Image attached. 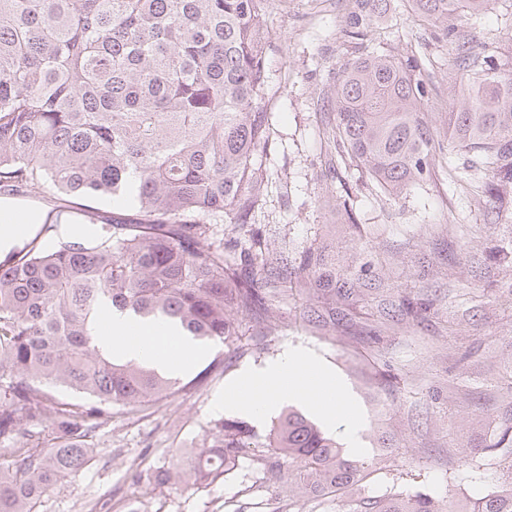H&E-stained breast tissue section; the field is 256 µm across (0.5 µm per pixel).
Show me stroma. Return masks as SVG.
Returning a JSON list of instances; mask_svg holds the SVG:
<instances>
[{
  "label": "stroma",
  "mask_w": 512,
  "mask_h": 512,
  "mask_svg": "<svg viewBox=\"0 0 512 512\" xmlns=\"http://www.w3.org/2000/svg\"><path fill=\"white\" fill-rule=\"evenodd\" d=\"M352 0H266L268 179L254 221L269 261L288 259V285L275 287L270 310L240 325L236 341H209L206 354L178 373L186 383L216 359L196 390L162 395L141 412L115 405L94 439L92 461L50 487L37 512H343L341 498L318 497L265 479L252 454L240 457L224 481L193 487V465L234 417L217 401L243 371L274 362L284 351H309L345 381L359 413L357 456L385 461L365 483L367 495L388 492L394 475L408 495H427L453 512H467L488 494L504 467L474 466L463 454L485 447L512 413V212L490 223L485 205L451 183L459 159L436 154L432 176L392 198L346 169L336 144L331 97L339 74L357 53L346 34ZM470 37L477 55L512 57V0H494ZM373 42L401 51L422 46L432 81L431 119L444 133L448 110L461 96L452 56L433 27L419 21L408 0L373 29ZM38 213L32 228L68 223V202L38 186L0 200ZM321 248L337 280L362 287L339 303L309 295L303 268L309 246ZM423 300L422 318L386 320L385 305ZM336 310L323 328L305 320L308 307ZM266 335L267 348L250 353L243 337ZM165 471L166 484L132 485L133 470Z\"/></svg>",
  "instance_id": "obj_1"
}]
</instances>
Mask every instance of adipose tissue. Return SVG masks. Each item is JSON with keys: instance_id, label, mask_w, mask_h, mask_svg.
Returning a JSON list of instances; mask_svg holds the SVG:
<instances>
[{"instance_id": "obj_1", "label": "adipose tissue", "mask_w": 512, "mask_h": 512, "mask_svg": "<svg viewBox=\"0 0 512 512\" xmlns=\"http://www.w3.org/2000/svg\"><path fill=\"white\" fill-rule=\"evenodd\" d=\"M107 331L99 332L97 347L105 354L148 363L160 370L177 373L195 363L203 354L191 337L167 323L145 324L139 337L127 338L134 320L104 304ZM297 397L313 407L328 426L345 422L357 425V415L347 402L342 384L301 351L289 350L274 363L242 373L239 382L226 393V407L261 419L288 397Z\"/></svg>"}]
</instances>
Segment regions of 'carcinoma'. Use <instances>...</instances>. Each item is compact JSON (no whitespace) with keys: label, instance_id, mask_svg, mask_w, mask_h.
I'll return each instance as SVG.
<instances>
[{"label":"carcinoma","instance_id":"obj_1","mask_svg":"<svg viewBox=\"0 0 512 512\" xmlns=\"http://www.w3.org/2000/svg\"><path fill=\"white\" fill-rule=\"evenodd\" d=\"M264 0H0V190L48 186L110 196L134 212L82 241L36 236L0 259V512H35L49 487L86 467L113 405L142 410L175 382L94 345L104 301L172 320L197 340L256 321L288 257L266 258L251 233L243 261L224 255L213 221L249 224L263 206L269 94ZM448 42L461 98L448 145L476 158L494 199H512V59L482 60L469 29L491 0H409ZM391 0H354L348 36L363 48L332 97L348 167L398 196L431 176L435 133L424 52L365 45ZM63 386L78 400L57 399ZM237 418L199 462L195 484L232 474L248 452L265 474L313 494L353 492L347 512H442L425 495L358 492L376 462L354 458L299 411L282 413L264 448ZM512 457V420L474 450ZM471 512H512V473Z\"/></svg>","mask_w":512,"mask_h":512}]
</instances>
